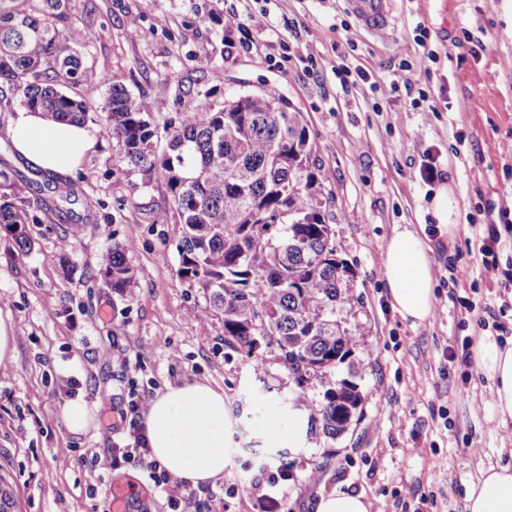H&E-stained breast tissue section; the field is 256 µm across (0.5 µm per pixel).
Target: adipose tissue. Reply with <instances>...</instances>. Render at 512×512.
Returning a JSON list of instances; mask_svg holds the SVG:
<instances>
[{
	"label": "adipose tissue",
	"mask_w": 512,
	"mask_h": 512,
	"mask_svg": "<svg viewBox=\"0 0 512 512\" xmlns=\"http://www.w3.org/2000/svg\"><path fill=\"white\" fill-rule=\"evenodd\" d=\"M7 135L17 156L32 169L58 174L75 170L98 143L96 130L89 126L50 121L25 109L11 118ZM384 256L393 310L414 326L429 320L435 295L424 238L407 229L396 232ZM472 361L491 383L485 421L511 425L512 340L482 334ZM142 425L152 459L175 477L198 485L223 476L229 443L222 388L204 382L167 387L152 398ZM465 500L467 512H512V462L482 467L467 486Z\"/></svg>",
	"instance_id": "1"
}]
</instances>
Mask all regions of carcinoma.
<instances>
[{
	"instance_id": "obj_1",
	"label": "carcinoma",
	"mask_w": 512,
	"mask_h": 512,
	"mask_svg": "<svg viewBox=\"0 0 512 512\" xmlns=\"http://www.w3.org/2000/svg\"><path fill=\"white\" fill-rule=\"evenodd\" d=\"M71 0H0V82L17 106L54 121L99 123L116 142L118 172L161 175L171 199L179 276L196 282L210 306L224 315V336L239 350L258 339L276 343L281 363L298 388L314 379L323 399L322 434L342 437L363 416L360 385L341 376L357 346L345 313L352 309L351 270L336 258L332 225L324 214V175L301 113L280 106L270 93L207 103L159 135L152 108L112 81L103 111L71 94L106 78L82 61L70 38ZM163 150H157L159 138ZM44 186L20 184L0 170V227L16 245L31 244L29 224H53L62 211L42 196L47 187L67 199L74 183L45 174ZM265 211L271 223L255 213ZM130 240L102 259L100 274L123 296L133 273Z\"/></svg>"
}]
</instances>
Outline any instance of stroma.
I'll use <instances>...</instances> for the list:
<instances>
[{
	"mask_svg": "<svg viewBox=\"0 0 512 512\" xmlns=\"http://www.w3.org/2000/svg\"><path fill=\"white\" fill-rule=\"evenodd\" d=\"M81 53L145 104L163 99L158 126L181 122L206 101L268 91L301 112L329 198L336 253L353 272L352 360L361 375L364 415L333 440L309 429L295 455L287 435L272 439L251 423L268 402L287 425L296 413L318 418L322 389L306 398L281 365L276 344L252 353L225 340L224 317L198 325L208 305L202 288L178 274L180 227L169 219L163 178L142 182L116 172L118 148L100 137L72 174L76 197L63 221L29 227L20 249L0 229V315L15 326L14 359L0 366V475L17 512H101L90 497L98 473L87 460L132 443V406L167 385L206 381L223 388L233 452L220 479L184 484L171 510L143 469L113 471L107 485L130 512H312L338 491L364 494L377 512H465V490L481 466L512 460V427L485 422L490 383L467 364L487 325L512 336V0H394V27L382 40L364 30L344 0H72ZM266 8L271 33L247 36V11ZM165 15L167 27L155 24ZM138 16L139 31L128 20ZM428 29L426 45L417 26ZM425 62L421 87L435 111L415 108L402 91L400 60ZM369 71L373 85L342 87L337 63ZM223 83L214 86L211 65ZM441 179L426 182V165ZM448 192L447 232L433 199ZM81 221L73 235V221ZM500 232L495 268L479 251ZM423 232L431 247L435 308L410 326L389 302L385 242ZM134 240L127 297L99 274L113 245ZM470 263L468 277L455 268ZM457 353L454 361L445 350ZM82 399L87 430L71 434L62 405ZM293 464L278 502L255 491L262 464Z\"/></svg>",
	"mask_w": 512,
	"mask_h": 512,
	"instance_id": "stroma-1",
	"label": "stroma"
}]
</instances>
